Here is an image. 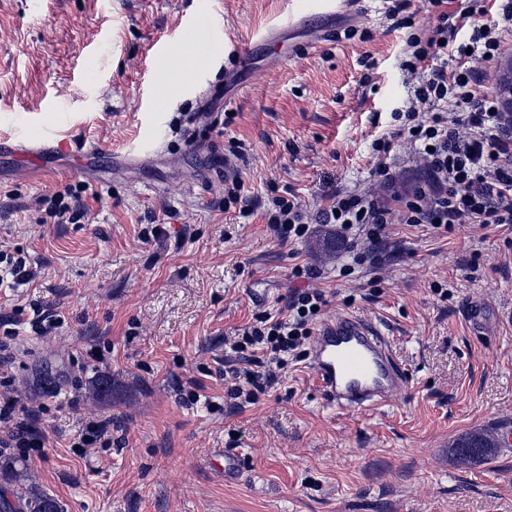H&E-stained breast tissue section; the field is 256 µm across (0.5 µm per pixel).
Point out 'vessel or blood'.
<instances>
[{
  "instance_id": "b4317fda",
  "label": "vessel or blood",
  "mask_w": 512,
  "mask_h": 512,
  "mask_svg": "<svg viewBox=\"0 0 512 512\" xmlns=\"http://www.w3.org/2000/svg\"><path fill=\"white\" fill-rule=\"evenodd\" d=\"M360 3L361 0H305L303 10L290 12L284 23L269 27L259 39L279 42L282 29L298 24L303 15L333 17L358 9ZM56 136L55 125L47 124L35 132L27 126L15 128L12 139L19 143L29 164L37 167ZM311 367L323 399L341 411L384 407L404 383L389 337L368 319L349 313L320 324Z\"/></svg>"
}]
</instances>
